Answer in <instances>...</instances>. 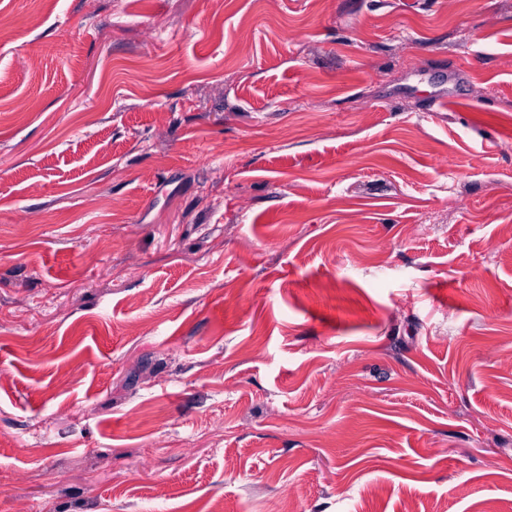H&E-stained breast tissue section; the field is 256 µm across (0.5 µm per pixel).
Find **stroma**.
Wrapping results in <instances>:
<instances>
[{
  "label": "stroma",
  "instance_id": "35a3bbf8",
  "mask_svg": "<svg viewBox=\"0 0 512 512\" xmlns=\"http://www.w3.org/2000/svg\"><path fill=\"white\" fill-rule=\"evenodd\" d=\"M0 16V512H512V0Z\"/></svg>",
  "mask_w": 512,
  "mask_h": 512
}]
</instances>
